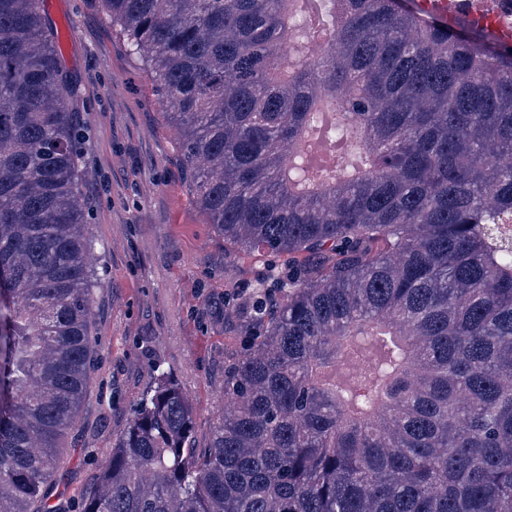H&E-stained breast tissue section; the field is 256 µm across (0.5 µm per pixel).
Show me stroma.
<instances>
[{
	"instance_id": "stroma-1",
	"label": "stroma",
	"mask_w": 512,
	"mask_h": 512,
	"mask_svg": "<svg viewBox=\"0 0 512 512\" xmlns=\"http://www.w3.org/2000/svg\"><path fill=\"white\" fill-rule=\"evenodd\" d=\"M40 8L74 89L67 105L85 129L79 190L103 279L93 294L88 395L44 487L55 512H83L155 367L171 372L195 408L194 450L208 447L234 342L224 297L254 288L258 269L234 256L196 207L160 90L105 0H41Z\"/></svg>"
}]
</instances>
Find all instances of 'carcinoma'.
I'll return each mask as SVG.
<instances>
[{
  "label": "carcinoma",
  "instance_id": "obj_1",
  "mask_svg": "<svg viewBox=\"0 0 512 512\" xmlns=\"http://www.w3.org/2000/svg\"><path fill=\"white\" fill-rule=\"evenodd\" d=\"M260 271L210 443L157 369L83 512H512V47L398 0H106ZM40 0H0V512L87 396L100 286Z\"/></svg>",
  "mask_w": 512,
  "mask_h": 512
}]
</instances>
